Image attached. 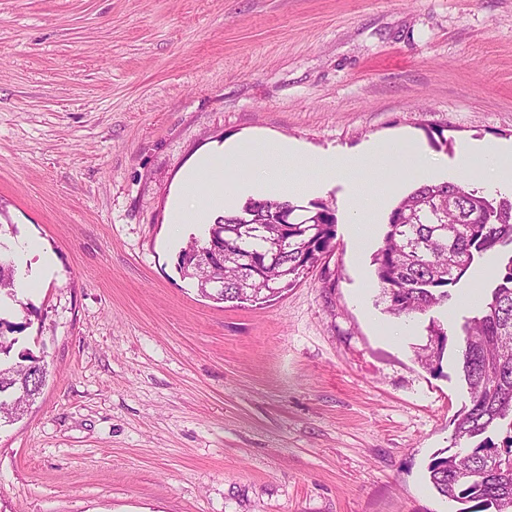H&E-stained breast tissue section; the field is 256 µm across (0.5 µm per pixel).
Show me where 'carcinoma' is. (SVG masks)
Instances as JSON below:
<instances>
[{"label": "carcinoma", "mask_w": 512, "mask_h": 512, "mask_svg": "<svg viewBox=\"0 0 512 512\" xmlns=\"http://www.w3.org/2000/svg\"><path fill=\"white\" fill-rule=\"evenodd\" d=\"M288 201L251 199L210 225L204 242L180 250L178 268L216 302H255L292 287L323 255L333 251L335 213L313 205L291 224ZM512 246V201L496 200L469 183L423 184L392 209L383 246L373 262L387 311L424 314L448 302L475 257ZM0 241V302L15 299L16 267ZM0 422L21 418L40 394L49 371L28 352L13 360L18 339L1 331ZM430 344L417 354L434 374L442 369L448 331L432 322ZM459 363L469 404L453 420L462 452L435 455L428 466L433 489L470 507L460 512H512V256L485 291L480 314L459 334ZM509 430L502 441L491 433Z\"/></svg>", "instance_id": "cac0c4a2"}]
</instances>
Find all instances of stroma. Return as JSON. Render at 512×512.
Wrapping results in <instances>:
<instances>
[{
    "label": "stroma",
    "mask_w": 512,
    "mask_h": 512,
    "mask_svg": "<svg viewBox=\"0 0 512 512\" xmlns=\"http://www.w3.org/2000/svg\"><path fill=\"white\" fill-rule=\"evenodd\" d=\"M442 128L431 141L427 131ZM302 152L400 140L447 180L460 148L512 168V0H0V222L53 272L0 306L50 374L0 428V512H458L428 465L469 402L456 334L512 256L475 259L433 314L379 301L347 181L335 249L280 296L218 303L177 256L183 172L227 141ZM430 336L431 340L429 346L423 349L422 353L419 352L417 358L423 365L437 375L442 369V360L448 344V331L440 324H437L433 319Z\"/></svg>",
    "instance_id": "35a3bbf8"
}]
</instances>
